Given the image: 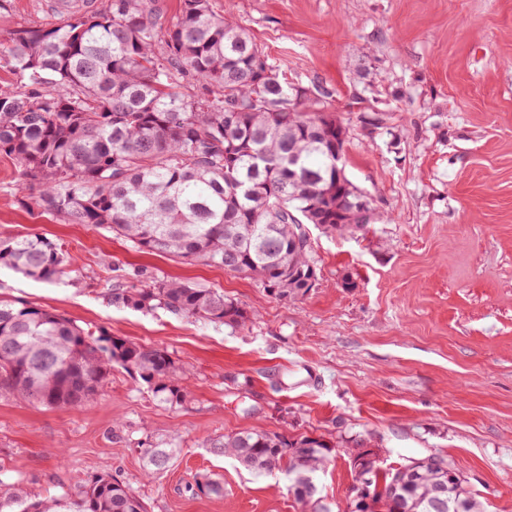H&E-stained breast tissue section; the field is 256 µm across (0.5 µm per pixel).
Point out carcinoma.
Masks as SVG:
<instances>
[{
	"label": "carcinoma",
	"instance_id": "obj_1",
	"mask_svg": "<svg viewBox=\"0 0 512 512\" xmlns=\"http://www.w3.org/2000/svg\"><path fill=\"white\" fill-rule=\"evenodd\" d=\"M7 64L20 77L0 91V155L12 159L34 204L69 224H90L159 256L215 265L252 278L278 299H296L316 277L313 226L353 234L352 201L363 196L336 166L331 149L346 145L324 119V94L291 88L237 23L210 0H181L166 17L159 0H85L49 27L19 29ZM41 281L67 273L62 246L39 235L0 237V268ZM112 304L165 310L232 329L251 316L215 288L178 280L114 288ZM121 368L160 401L183 405L187 375L167 349L0 298V390L48 408L91 404ZM364 437H288L266 431L224 436L212 451L254 476L285 471L300 487L336 449ZM176 448L140 449L147 476L163 470ZM371 489V512H434L431 476L391 494L389 478ZM462 512H481L465 480L448 482ZM0 512H145L141 499L110 476L78 481L53 497H30L0 480Z\"/></svg>",
	"mask_w": 512,
	"mask_h": 512
}]
</instances>
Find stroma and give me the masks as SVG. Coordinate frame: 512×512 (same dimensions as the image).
<instances>
[{"mask_svg": "<svg viewBox=\"0 0 512 512\" xmlns=\"http://www.w3.org/2000/svg\"><path fill=\"white\" fill-rule=\"evenodd\" d=\"M81 3L0 0V53L15 30ZM211 3L289 85L327 91L348 131L345 173L375 214L352 235L311 230L316 284L279 300L224 268L44 212L0 156V237L40 235L71 258L50 283L0 268V297L164 347L191 376L175 407L119 368L78 410L0 392V478L50 496L109 475L146 512H303L285 472L254 476L211 445L246 430L341 428L372 434L392 463L444 455L483 512H512V0ZM156 279L222 290L253 319L235 330L112 305L113 288ZM167 445L177 458L146 476L141 449ZM203 478L223 494H192ZM317 484L331 512H352L346 456Z\"/></svg>", "mask_w": 512, "mask_h": 512, "instance_id": "obj_1", "label": "stroma"}]
</instances>
